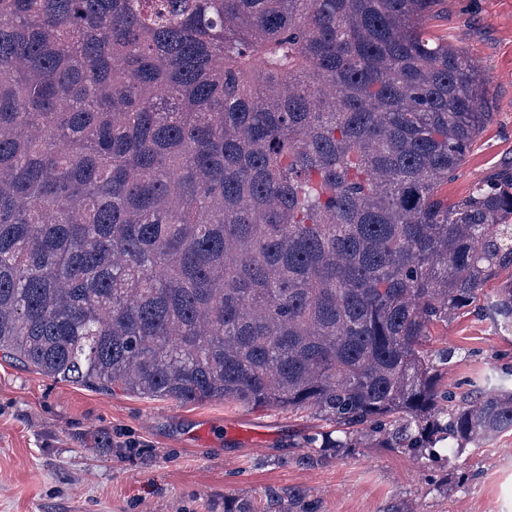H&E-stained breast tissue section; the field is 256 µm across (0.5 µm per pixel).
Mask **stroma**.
I'll list each match as a JSON object with an SVG mask.
<instances>
[{
  "instance_id": "1",
  "label": "stroma",
  "mask_w": 512,
  "mask_h": 512,
  "mask_svg": "<svg viewBox=\"0 0 512 512\" xmlns=\"http://www.w3.org/2000/svg\"><path fill=\"white\" fill-rule=\"evenodd\" d=\"M426 27L488 80L492 119L443 188L457 199L512 171V0H441ZM511 280L512 266L502 269L477 307L431 327V348L454 353L444 386L470 392L512 372V331L483 311ZM228 423L256 439H225ZM318 427L305 411L183 405L56 381L0 355V512H233L241 500L267 512L270 497L292 491L317 512H385L393 502L412 512H512V431L431 468L392 448L302 460L297 444Z\"/></svg>"
}]
</instances>
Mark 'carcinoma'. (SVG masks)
Segmentation results:
<instances>
[{
	"label": "carcinoma",
	"mask_w": 512,
	"mask_h": 512,
	"mask_svg": "<svg viewBox=\"0 0 512 512\" xmlns=\"http://www.w3.org/2000/svg\"><path fill=\"white\" fill-rule=\"evenodd\" d=\"M437 2L0 0V352L306 409L308 462L512 429L508 377L457 394L428 347L512 265V175L442 192L491 113Z\"/></svg>",
	"instance_id": "carcinoma-1"
}]
</instances>
